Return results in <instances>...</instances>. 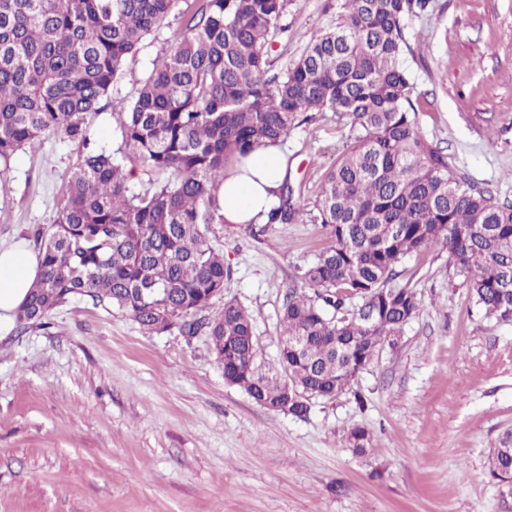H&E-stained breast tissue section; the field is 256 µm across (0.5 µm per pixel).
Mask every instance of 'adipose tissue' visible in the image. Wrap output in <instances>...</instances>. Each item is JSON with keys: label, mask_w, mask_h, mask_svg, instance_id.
<instances>
[{"label": "adipose tissue", "mask_w": 512, "mask_h": 512, "mask_svg": "<svg viewBox=\"0 0 512 512\" xmlns=\"http://www.w3.org/2000/svg\"><path fill=\"white\" fill-rule=\"evenodd\" d=\"M288 158L277 146L253 151L243 164L231 167L220 190L224 221L228 224L259 222L277 201ZM39 276V258L26 246L0 248V331L12 321Z\"/></svg>", "instance_id": "ef3b65f1"}]
</instances>
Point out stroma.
I'll return each mask as SVG.
<instances>
[{
    "label": "stroma",
    "mask_w": 512,
    "mask_h": 512,
    "mask_svg": "<svg viewBox=\"0 0 512 512\" xmlns=\"http://www.w3.org/2000/svg\"><path fill=\"white\" fill-rule=\"evenodd\" d=\"M335 21L336 0H288L273 56L297 57ZM179 25L168 17L109 93L98 145L113 146V113ZM405 35L424 136L512 203V0H429ZM352 141L332 112L289 133L302 204ZM79 150L48 135L15 154L0 183L1 248L49 230ZM207 236L231 268L225 297L247 308L259 358L275 363L296 268L329 245L328 228L212 224ZM399 281L420 311L349 390L310 398L302 419L226 384L206 335H148L85 297L47 326L0 336V512H512V482L489 467L512 433V320L484 315L445 251L405 258ZM358 426L370 434L361 453L348 445Z\"/></svg>",
    "instance_id": "stroma-1"
}]
</instances>
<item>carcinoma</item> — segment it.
<instances>
[{
  "mask_svg": "<svg viewBox=\"0 0 512 512\" xmlns=\"http://www.w3.org/2000/svg\"><path fill=\"white\" fill-rule=\"evenodd\" d=\"M184 31L112 113L120 143L90 146V121L127 75L144 40L179 2ZM287 0H0V162L47 135L79 139L48 236L36 233L40 275L17 332L76 296L109 305L148 334L209 337L224 381L273 411L303 417L298 393L346 390L422 301L395 283L402 260L439 247L487 316L512 308V205L467 183L421 133L403 55L406 20L422 0H339L335 26L315 32L282 68L270 52ZM314 112L357 131L313 209L284 178L267 224L311 215L331 243L288 293L278 368L258 362L251 315L224 297L230 268L206 236L224 223L228 167L279 145ZM149 187L135 189V170ZM356 298L352 308L344 298ZM512 458L494 451V476Z\"/></svg>",
  "mask_w": 512,
  "mask_h": 512,
  "instance_id": "carcinoma-1",
  "label": "carcinoma"
}]
</instances>
